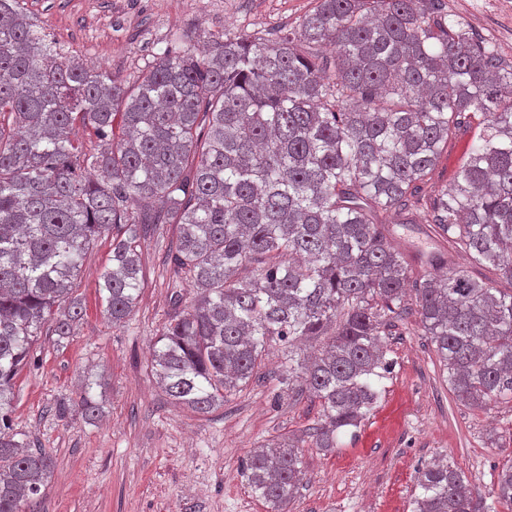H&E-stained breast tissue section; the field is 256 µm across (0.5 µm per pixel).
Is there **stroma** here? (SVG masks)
I'll list each match as a JSON object with an SVG mask.
<instances>
[{
  "label": "stroma",
  "instance_id": "35a3bbf8",
  "mask_svg": "<svg viewBox=\"0 0 512 512\" xmlns=\"http://www.w3.org/2000/svg\"><path fill=\"white\" fill-rule=\"evenodd\" d=\"M449 20L467 25L500 57L512 61V0H442ZM316 0H25L30 19L65 51L118 77L145 67L167 43L200 49L212 35L293 30ZM472 141L462 130L448 140L423 186L429 200L449 187ZM430 211L398 225L390 242L409 254L462 252L431 232ZM172 224L151 225L141 242L144 283L139 303L112 324L97 293L112 264V239L86 255L76 288L84 316L73 336L43 335L34 361L14 384L13 428L32 447L52 453L41 512H265L245 485L241 462L252 448L282 434L302 435L321 418L307 391L283 394L280 362L270 350L249 384L208 415L174 406L153 383L149 347L171 311L166 257ZM391 372L384 392L356 433L336 451H303L305 478L292 512H411L419 468L454 461L475 492L489 495L495 469L512 459V401L473 410L457 402L439 375L434 345L418 325L414 298L383 338ZM97 380L102 418L82 414L81 387Z\"/></svg>",
  "mask_w": 512,
  "mask_h": 512
}]
</instances>
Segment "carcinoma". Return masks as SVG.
Masks as SVG:
<instances>
[{
  "label": "carcinoma",
  "mask_w": 512,
  "mask_h": 512,
  "mask_svg": "<svg viewBox=\"0 0 512 512\" xmlns=\"http://www.w3.org/2000/svg\"><path fill=\"white\" fill-rule=\"evenodd\" d=\"M77 119L96 151L71 138ZM461 128L472 143L432 202L434 233L512 284V63L446 22L441 0H317L286 36L217 34L201 58L167 47L131 80L62 51L23 0H0V512H38L54 464L10 424L14 379L45 326L72 335L82 262L108 233L98 293L113 322L130 316L143 224L178 226L152 354L169 398L211 413L275 343L281 389L320 402L306 437L242 464L266 512H290L302 447L332 450L370 415L392 367L381 333L409 285L455 399L512 401V289L464 267L413 277L379 220L409 223ZM92 389L90 421L103 415ZM411 512H512V463L488 499L453 462L428 465Z\"/></svg>",
  "instance_id": "carcinoma-1"
}]
</instances>
